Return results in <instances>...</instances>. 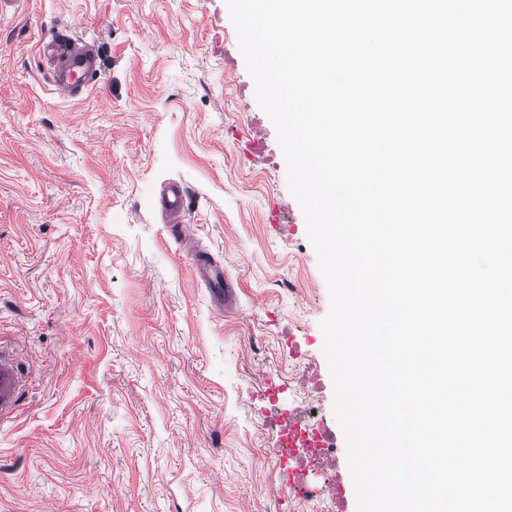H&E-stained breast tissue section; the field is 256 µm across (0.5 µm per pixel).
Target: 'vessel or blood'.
Returning a JSON list of instances; mask_svg holds the SVG:
<instances>
[{"label":"vessel or blood","mask_w":512,"mask_h":512,"mask_svg":"<svg viewBox=\"0 0 512 512\" xmlns=\"http://www.w3.org/2000/svg\"><path fill=\"white\" fill-rule=\"evenodd\" d=\"M50 55L55 61L54 89L67 97L80 93L100 67L93 43L80 39L59 40L51 48ZM160 205L171 233L179 239H188L191 227L183 220L187 196L182 184L176 181L168 183L160 194ZM193 268L213 301L224 302L231 298V285L224 276L223 266L208 253H195ZM27 383L28 375L17 350L10 345L0 344V421L10 419L17 411Z\"/></svg>","instance_id":"obj_1"}]
</instances>
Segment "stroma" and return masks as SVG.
Wrapping results in <instances>:
<instances>
[{
    "label": "stroma",
    "mask_w": 512,
    "mask_h": 512,
    "mask_svg": "<svg viewBox=\"0 0 512 512\" xmlns=\"http://www.w3.org/2000/svg\"><path fill=\"white\" fill-rule=\"evenodd\" d=\"M93 42L102 66L59 95L42 44ZM255 97L226 0H19L0 9V341L29 389L0 425V512H357L270 494L265 392L314 337L321 407L327 283ZM180 182L193 237L156 201ZM222 262L216 306L192 256Z\"/></svg>",
    "instance_id": "stroma-1"
}]
</instances>
